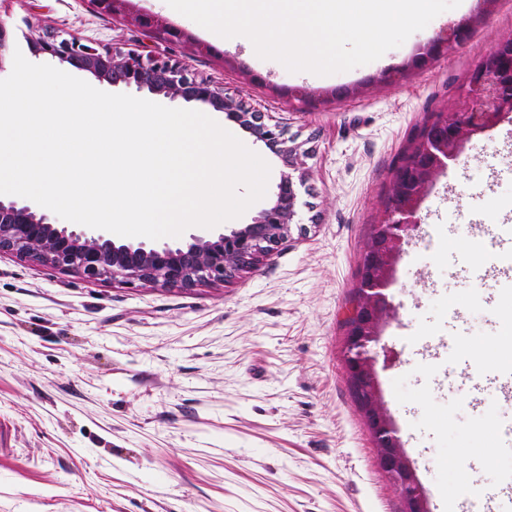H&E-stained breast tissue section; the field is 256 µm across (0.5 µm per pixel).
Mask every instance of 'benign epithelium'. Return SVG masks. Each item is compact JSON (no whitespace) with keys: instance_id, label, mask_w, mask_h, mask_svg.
<instances>
[{"instance_id":"benign-epithelium-1","label":"benign epithelium","mask_w":512,"mask_h":512,"mask_svg":"<svg viewBox=\"0 0 512 512\" xmlns=\"http://www.w3.org/2000/svg\"><path fill=\"white\" fill-rule=\"evenodd\" d=\"M131 22L150 31L163 30L173 45L194 41L186 30L159 24L156 16L142 12ZM471 25L459 21L438 36L416 57L426 63L441 48L452 50L469 38ZM32 51L105 79L112 85L134 87L208 104L249 133L277 157L289 172L281 175L270 201L247 224H236L208 235L189 234L176 243L146 245L123 243L101 233L76 230L49 221L30 205L0 200V253H15L34 262L71 271L90 280L112 279L161 287L190 289L202 282H225L247 271L290 238L301 226L299 212L306 187L303 148L287 129L271 124L265 113L224 95L223 88L198 77L179 58L136 51L97 48L77 37L44 32L30 41ZM509 51L512 77V39L500 40L470 70L461 92L440 111V134L420 133L409 146V158L395 169L380 223L373 226L360 263L356 300L348 318L344 368L357 407L365 418L377 448L381 469L397 491L403 512H429L422 485L405 457L397 430L378 402L379 324L394 310L388 289L394 264L404 242L421 224L420 206L437 175L448 170L463 143L512 116V80L503 83L493 62Z\"/></svg>"}]
</instances>
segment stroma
Segmentation results:
<instances>
[{
    "label": "stroma",
    "instance_id": "1",
    "mask_svg": "<svg viewBox=\"0 0 512 512\" xmlns=\"http://www.w3.org/2000/svg\"><path fill=\"white\" fill-rule=\"evenodd\" d=\"M149 12L209 44L163 0L99 13L91 0H0L9 45L34 55L27 19L86 43L173 53L312 150L305 232L254 269L191 290L93 281L0 256V512H402L343 365L361 256L395 163L512 38V0L450 9L392 49L414 58L448 24L473 33L380 82L378 62L303 79L243 50L197 52L134 27ZM388 294L380 396L429 512L512 477V400L494 381L512 334V284L480 279L512 225V122L468 140L421 205ZM480 457V473L467 466Z\"/></svg>",
    "mask_w": 512,
    "mask_h": 512
}]
</instances>
